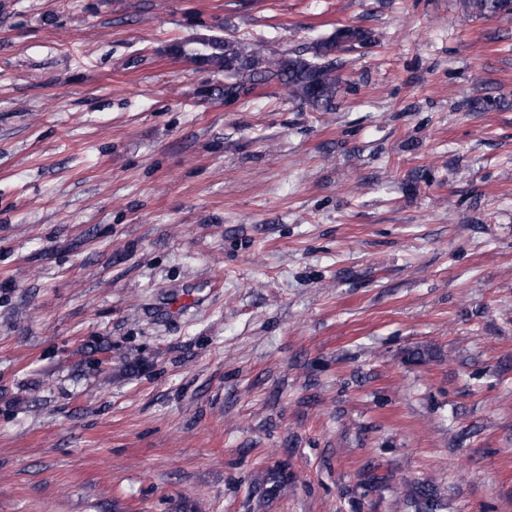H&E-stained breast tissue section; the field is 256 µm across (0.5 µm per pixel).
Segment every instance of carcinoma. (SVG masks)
<instances>
[{
  "instance_id": "obj_1",
  "label": "carcinoma",
  "mask_w": 512,
  "mask_h": 512,
  "mask_svg": "<svg viewBox=\"0 0 512 512\" xmlns=\"http://www.w3.org/2000/svg\"><path fill=\"white\" fill-rule=\"evenodd\" d=\"M464 11L475 17L511 13L509 0H463ZM348 43H374L375 34L361 26L346 25L313 47L312 57L301 56L266 59L264 48L255 45L247 49L238 41L217 36L199 40L201 48L195 54L201 65L218 66L234 71L235 81L224 85V95L236 98L248 93L257 82H277L288 94L318 112L332 109L336 94L342 87V64L336 60V40ZM288 483V472L279 470L258 483L261 497L277 494ZM407 497L414 512H442L444 504L430 483L415 482L408 487Z\"/></svg>"
}]
</instances>
